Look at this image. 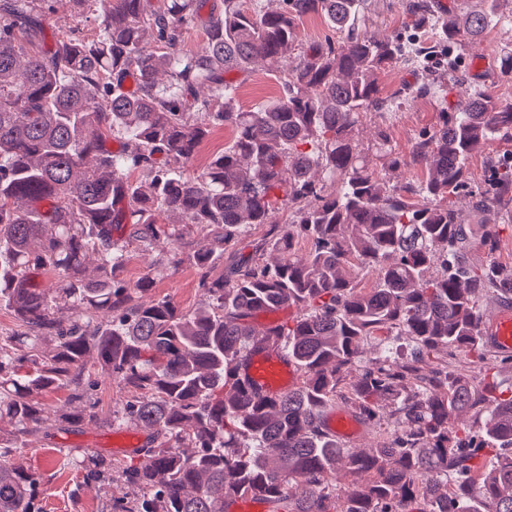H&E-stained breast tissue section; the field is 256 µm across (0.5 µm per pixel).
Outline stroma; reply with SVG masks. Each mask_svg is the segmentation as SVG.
Wrapping results in <instances>:
<instances>
[{
    "label": "stroma",
    "mask_w": 512,
    "mask_h": 512,
    "mask_svg": "<svg viewBox=\"0 0 512 512\" xmlns=\"http://www.w3.org/2000/svg\"><path fill=\"white\" fill-rule=\"evenodd\" d=\"M409 0H367L365 24L368 30L378 34L410 31L411 17L406 6ZM512 43V29L497 26L490 29L478 44L467 49L462 64L474 76L494 103H512V74L502 73L498 57L501 49ZM441 107L430 97L402 100L401 104L384 119L370 115L359 128V137L372 139L377 123H384L393 149L401 155H409L415 139L432 131L439 122ZM155 255L129 247L128 259L122 276L136 282L145 274H152V297L167 296L183 309L197 307L204 299L198 286L195 269L183 264L149 272L148 267ZM124 391L109 380H101L94 398L100 423L82 425L79 431L65 433L49 428L47 437L34 438L31 448L25 449L22 461L44 478L42 494L43 512H102L109 499L123 496V485H86L82 472L71 464L68 454L77 448H95L112 460H124L123 447L130 433L128 427H106L103 419L109 418L116 403L123 400Z\"/></svg>",
    "instance_id": "35a3bbf8"
}]
</instances>
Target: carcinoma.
Instances as JSON below:
<instances>
[{"label": "carcinoma", "instance_id": "obj_1", "mask_svg": "<svg viewBox=\"0 0 512 512\" xmlns=\"http://www.w3.org/2000/svg\"><path fill=\"white\" fill-rule=\"evenodd\" d=\"M52 2L0 0V306L19 327L0 336V421L11 424L0 512H41L43 477L16 455L42 431L45 394L64 391L73 404L55 414L64 431L98 420L90 365L127 393L107 424L147 433L123 464L91 448L73 460L86 482L127 488L107 512H224L234 495L269 512H404L412 500L424 512H512V390L475 302L484 291L512 305V267L464 264L469 228L449 204L464 195L477 213L512 210V160L489 157L482 186L466 178L490 140H512V103L495 107L472 88L408 162L379 127L371 148L382 175L356 135L363 117L395 107L379 93L383 69L418 73L408 97H445L466 81L460 54L489 26L512 28V13L498 12L499 0L466 10L413 0V26L434 34L417 40L368 31L363 0L251 11L241 0H105L93 38L50 40ZM310 14L342 40L300 41ZM198 26L206 41L189 49ZM258 65L279 93L245 110L237 76ZM213 125L232 141L197 168ZM409 162L420 180L390 178ZM256 226L276 263L238 253ZM192 231L208 243L188 247ZM498 240L484 224L485 250ZM132 244L192 265L204 302L142 300L154 278L120 277ZM361 273L375 275L373 287ZM42 275L55 288L41 287ZM293 306L288 321L256 330L259 315ZM365 340L377 355L351 383ZM263 344L298 369V385L276 398L238 375ZM458 350L479 367L478 386L449 370ZM337 405L377 429V447L338 444L325 424ZM464 411L482 429L448 425ZM341 463L369 482L339 485Z\"/></svg>", "mask_w": 512, "mask_h": 512}]
</instances>
